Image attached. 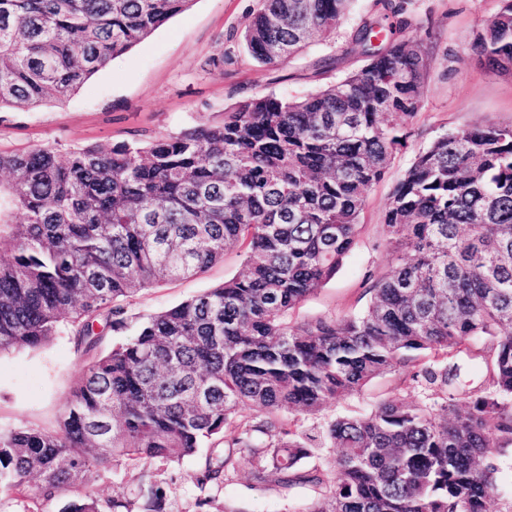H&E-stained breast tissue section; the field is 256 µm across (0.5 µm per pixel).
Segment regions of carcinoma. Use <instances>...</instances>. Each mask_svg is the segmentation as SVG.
<instances>
[{"label":"carcinoma","mask_w":512,"mask_h":512,"mask_svg":"<svg viewBox=\"0 0 512 512\" xmlns=\"http://www.w3.org/2000/svg\"><path fill=\"white\" fill-rule=\"evenodd\" d=\"M193 0H0V112L73 93ZM351 0H262L249 54L286 62L336 28ZM355 31L366 64L296 99L252 97L221 125L147 145L0 153L17 222L0 218V353L68 329L88 364L53 429L0 432V489L31 512H166L145 480L98 499L90 477L122 462L227 448L196 476L223 482L245 460L260 483L311 486L309 512H488L512 452V125L445 133L419 152L383 215L391 269L348 317L298 322L354 244L366 191L409 137L427 63L375 0ZM494 74L512 72V0L477 36ZM244 253L242 269L128 329V301ZM430 357L419 363V355ZM489 365L467 390V365ZM403 371L433 389L406 405L305 429L299 416ZM325 454L327 469L307 467Z\"/></svg>","instance_id":"1"}]
</instances>
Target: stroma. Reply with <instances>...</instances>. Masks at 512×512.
<instances>
[{
	"label": "stroma",
	"instance_id": "obj_1",
	"mask_svg": "<svg viewBox=\"0 0 512 512\" xmlns=\"http://www.w3.org/2000/svg\"><path fill=\"white\" fill-rule=\"evenodd\" d=\"M375 0H353L332 38L309 46L280 65L263 64L243 45V34L260 0H194L149 37L116 57L70 98L13 112H0V151L49 146L59 154L85 146L105 150L141 133L143 140L170 136L199 125H219L224 114L245 100L268 94L293 99L315 92L351 72L365 59L353 45L355 28L374 16ZM407 22L402 35L427 57L424 94L414 118L405 120L409 137L382 180L368 191L362 228L336 276L295 312L300 321L360 312L369 297V275L389 270L391 256L382 222L388 200L414 156L444 133L489 124H512V76L483 69L474 52L477 33L500 9L501 0H403ZM240 251L204 274L167 280L140 291L128 304L130 324L192 299L237 273ZM88 362L75 340L60 333L49 344L0 354V431L26 423L54 427L72 387ZM422 389L393 372L371 381L358 396L330 401L304 427L341 413L359 414L383 399L410 404ZM210 448L149 469L121 465L93 484L99 499L134 497L142 474L164 487L166 512H304L315 488L283 489L257 482L240 464L224 484L200 492L195 481ZM205 506H198L199 498Z\"/></svg>",
	"mask_w": 512,
	"mask_h": 512
}]
</instances>
